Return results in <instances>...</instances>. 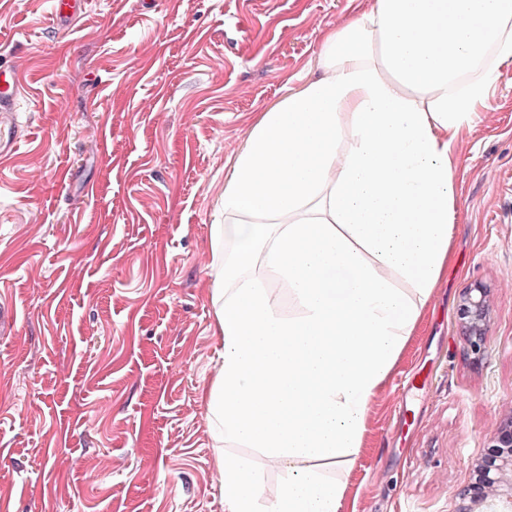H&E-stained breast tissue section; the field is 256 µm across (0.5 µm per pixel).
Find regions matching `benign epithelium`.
<instances>
[{
	"mask_svg": "<svg viewBox=\"0 0 512 512\" xmlns=\"http://www.w3.org/2000/svg\"><path fill=\"white\" fill-rule=\"evenodd\" d=\"M458 326L471 351L485 349L490 319L489 291L482 285L467 289L457 306ZM474 482L458 493L457 512H512V487L501 491L506 475H512V420L500 425L489 439V451L478 462Z\"/></svg>",
	"mask_w": 512,
	"mask_h": 512,
	"instance_id": "obj_1",
	"label": "benign epithelium"
}]
</instances>
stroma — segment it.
I'll list each match as a JSON object with an SVG mask.
<instances>
[{"mask_svg": "<svg viewBox=\"0 0 512 512\" xmlns=\"http://www.w3.org/2000/svg\"><path fill=\"white\" fill-rule=\"evenodd\" d=\"M374 0H0L28 90L0 160V507L224 512L205 396L221 340L212 225L263 112ZM448 278L368 413L346 512H455L512 417V61L456 144ZM489 290L472 362L456 323ZM429 375L427 396L405 393ZM87 0H52L51 11L56 19L58 27L65 31L69 28L71 21L79 15ZM458 326L471 351L477 355L485 349L490 319L489 291L482 285L468 288L462 295L456 310Z\"/></svg>", "mask_w": 512, "mask_h": 512, "instance_id": "obj_1", "label": "stroma"}]
</instances>
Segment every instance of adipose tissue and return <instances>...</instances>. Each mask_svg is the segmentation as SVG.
Masks as SVG:
<instances>
[{
  "label": "adipose tissue",
  "mask_w": 512,
  "mask_h": 512,
  "mask_svg": "<svg viewBox=\"0 0 512 512\" xmlns=\"http://www.w3.org/2000/svg\"><path fill=\"white\" fill-rule=\"evenodd\" d=\"M319 58L249 132L211 227L224 512H344L345 480L317 465L357 461L448 268L453 146L512 60V0H376Z\"/></svg>",
  "instance_id": "obj_1"
}]
</instances>
